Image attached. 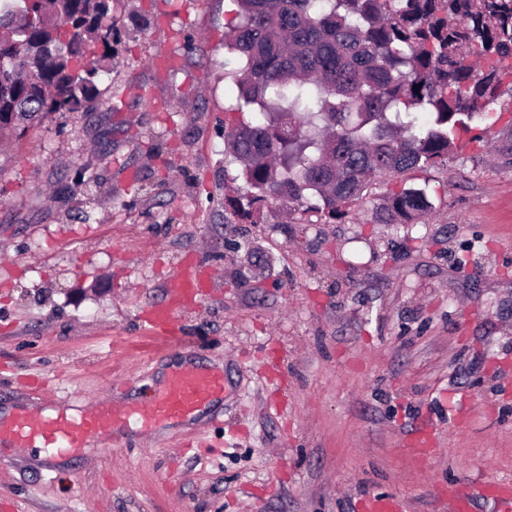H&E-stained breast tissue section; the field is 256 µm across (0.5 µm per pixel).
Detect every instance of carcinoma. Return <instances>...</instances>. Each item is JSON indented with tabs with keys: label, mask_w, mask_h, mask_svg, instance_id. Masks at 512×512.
<instances>
[{
	"label": "carcinoma",
	"mask_w": 512,
	"mask_h": 512,
	"mask_svg": "<svg viewBox=\"0 0 512 512\" xmlns=\"http://www.w3.org/2000/svg\"><path fill=\"white\" fill-rule=\"evenodd\" d=\"M234 2L224 76L235 111L256 113L224 131L225 153L244 163L239 217L274 207L333 224L376 177L447 164L512 61V0ZM0 29L1 137L97 106L112 0H0ZM430 209L409 186L375 220L416 224Z\"/></svg>",
	"instance_id": "cac0c4a2"
}]
</instances>
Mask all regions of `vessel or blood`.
Masks as SVG:
<instances>
[{
  "label": "vessel or blood",
  "mask_w": 512,
  "mask_h": 512,
  "mask_svg": "<svg viewBox=\"0 0 512 512\" xmlns=\"http://www.w3.org/2000/svg\"><path fill=\"white\" fill-rule=\"evenodd\" d=\"M211 279L196 264H182L168 282L169 300L150 308L146 322L156 335L170 333L180 307L200 300ZM224 396V375L200 366H183L170 371L161 386L143 400L123 405L102 400L85 412L47 415L41 409L13 408L0 413V447L42 449L61 456H78L95 438L126 446L137 434H150L173 422L192 420L203 409ZM493 506V512H512V484L483 481L476 485L449 488L453 512H471L475 499ZM363 512H406L402 498L373 495Z\"/></svg>",
  "instance_id": "vessel-or-blood-1"
}]
</instances>
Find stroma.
I'll return each instance as SVG.
<instances>
[{
	"mask_svg": "<svg viewBox=\"0 0 512 512\" xmlns=\"http://www.w3.org/2000/svg\"><path fill=\"white\" fill-rule=\"evenodd\" d=\"M231 16L112 0L97 108L0 142V407L38 404L43 379L74 406L140 399L186 362L226 380L195 422L128 447H0V512H359L376 494L450 512L449 484L512 482V76L447 166L376 179L334 224H254L226 201L224 127L252 118L224 76ZM408 185L425 219L375 223ZM186 261L211 281L169 342L145 317Z\"/></svg>",
	"mask_w": 512,
	"mask_h": 512,
	"instance_id": "stroma-1",
	"label": "stroma"
}]
</instances>
